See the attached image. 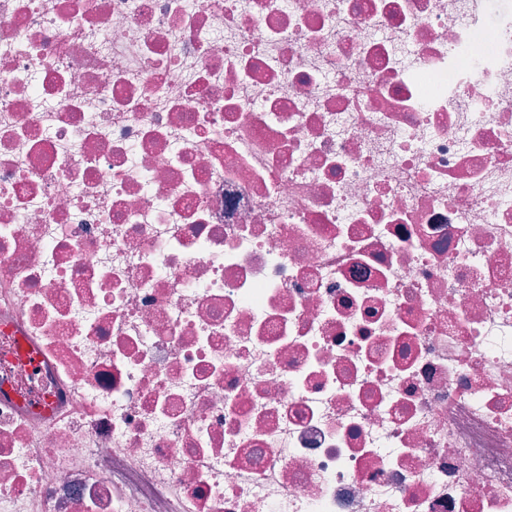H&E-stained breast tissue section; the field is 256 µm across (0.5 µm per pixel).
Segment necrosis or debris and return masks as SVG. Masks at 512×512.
I'll list each match as a JSON object with an SVG mask.
<instances>
[{
	"label": "necrosis or debris",
	"mask_w": 512,
	"mask_h": 512,
	"mask_svg": "<svg viewBox=\"0 0 512 512\" xmlns=\"http://www.w3.org/2000/svg\"><path fill=\"white\" fill-rule=\"evenodd\" d=\"M0 512H512V6L0 0Z\"/></svg>",
	"instance_id": "1"
}]
</instances>
